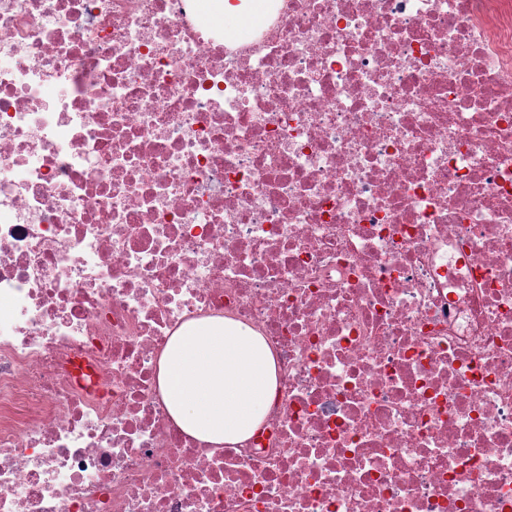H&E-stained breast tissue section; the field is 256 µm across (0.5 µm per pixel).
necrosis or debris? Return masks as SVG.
I'll return each instance as SVG.
<instances>
[{
  "mask_svg": "<svg viewBox=\"0 0 512 512\" xmlns=\"http://www.w3.org/2000/svg\"><path fill=\"white\" fill-rule=\"evenodd\" d=\"M0 0V512H512V0ZM265 339L244 441L185 323ZM265 0H209L211 22L230 38L246 36L264 21Z\"/></svg>",
  "mask_w": 512,
  "mask_h": 512,
  "instance_id": "4bbe7bcc",
  "label": "necrosis or debris"
}]
</instances>
